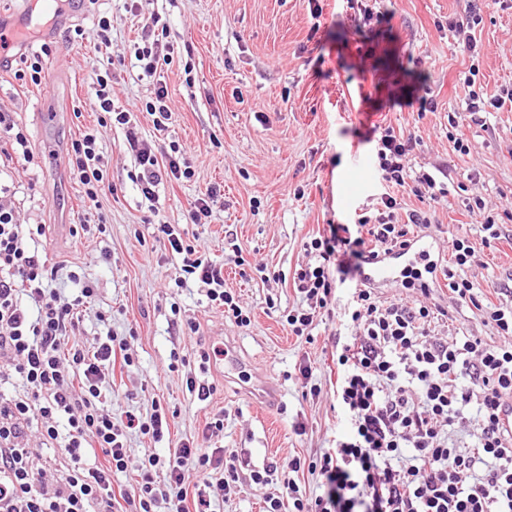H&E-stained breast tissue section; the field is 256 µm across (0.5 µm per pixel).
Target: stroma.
I'll list each match as a JSON object with an SVG mask.
<instances>
[{"instance_id": "obj_1", "label": "stroma", "mask_w": 512, "mask_h": 512, "mask_svg": "<svg viewBox=\"0 0 512 512\" xmlns=\"http://www.w3.org/2000/svg\"><path fill=\"white\" fill-rule=\"evenodd\" d=\"M44 0H0V12L33 13L27 36L40 48V32L51 28L53 53L40 85L22 83L15 72L22 51L0 55V113H10L28 138L31 160L0 162V185L9 187L23 224H41L40 239L49 263L65 262L55 282L69 297L78 293L67 277L77 272L95 290L82 312L76 340L90 347L112 334L128 342L130 366L107 373L103 392L112 415H150L160 402L170 415L169 432L156 441L129 432L136 454H166L181 440L238 454L240 481L228 498L212 497L214 512H261L265 495L282 492L280 480L257 487L252 471L307 456L332 446L348 432L335 409L332 357L338 313L351 302L353 288L336 290L333 319L317 322L312 342L288 334L282 317L299 297L292 284L306 260L304 242L319 225L353 222L355 212L375 206V171L362 174L350 208L336 199V180L369 158L381 129L414 132L423 145L412 157L414 171L449 173L450 193L424 233L433 237L440 258L448 242L469 235L482 265L464 269L479 284L512 274V239L481 243L479 214L470 198L482 196L512 212V106L490 115L487 126L464 128L468 154L448 140V115L460 111L469 89L464 75L478 65L484 96L512 84V8L500 0H480L476 59L451 54L457 39L451 20L464 16L470 0H374L372 18L347 8L344 0H97L85 17L58 26ZM155 12L167 27L158 45L170 55L154 77L141 76L135 51L144 46L146 17ZM112 19L109 46L77 37L99 16ZM112 72V102L134 112L144 140L158 136L145 104L156 82L168 90L171 119L165 142L189 146L191 180L165 182L145 199L135 181L137 165L127 150L123 128L101 130L102 162L113 188L97 205L82 204L84 190L66 165L73 140L97 126L93 108V61ZM431 97L436 111L420 112L415 98ZM57 113L52 123L41 112ZM218 195L212 214L190 223L189 202L210 190ZM104 219L106 230L93 238L74 236L81 222ZM184 225L210 261L223 265L224 285L240 295L252 316L238 327L208 305L195 284L177 287L176 264L152 234V223ZM108 262H101V253ZM245 266H237V258ZM266 265L265 273L255 264ZM199 323L197 333L180 323ZM234 345L243 368H254L279 391L264 406L243 387L237 372L210 364L202 381L213 386L207 400L186 387L188 363L201 349ZM186 358L169 370L171 353ZM315 362L317 397H303L297 379L302 359ZM223 415L224 429L204 437L207 423ZM306 432L296 435L294 423Z\"/></svg>"}]
</instances>
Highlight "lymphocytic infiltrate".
I'll return each instance as SVG.
<instances>
[{
    "instance_id": "obj_1",
    "label": "lymphocytic infiltrate",
    "mask_w": 512,
    "mask_h": 512,
    "mask_svg": "<svg viewBox=\"0 0 512 512\" xmlns=\"http://www.w3.org/2000/svg\"><path fill=\"white\" fill-rule=\"evenodd\" d=\"M508 102L512 85L490 98L470 91L463 110L448 116L454 150H469L461 125H486ZM93 106L101 114L97 127L74 140L67 155L87 200H96L104 180L99 130L108 125L126 127L145 198L164 181L191 179L187 147L139 139L129 113L114 109L111 71H96ZM422 144L419 136L385 127L375 145L378 205L353 223L326 225L303 244L308 260L293 274L301 304L285 316L289 335L310 337L317 317L330 313L338 286L355 288L347 313L352 332L334 343L336 404L349 433L309 462L295 457L278 469L293 512H512V436L499 426L501 407L512 398V283L486 292L464 277V269L482 263L465 235L451 239V262L442 270L448 304L434 301L435 280L414 268L406 272L412 293L385 300L361 281L369 258L411 246L415 228L428 225L429 211L448 196L432 174H413L410 157ZM405 193L428 208L403 222ZM43 234V225L19 224L14 208L0 202V383L16 378L25 386L22 394L0 395V512H116L120 498L126 512H210V491L230 493L239 479L234 460L189 440L163 456H133L128 432L161 438L167 416L156 402L149 418L129 411L113 420L102 399L103 371L114 367L127 342L110 335L90 353L70 343L79 308L95 292L86 285L74 300L61 296L53 286L56 268L35 245ZM153 235L177 265V286L199 284L212 307L250 326L249 311L224 287L223 267L188 244L180 225L156 224ZM452 309L471 311L495 330L498 343L436 334L434 323ZM458 429L475 438L469 452H458L450 439ZM53 448L66 457L62 468L47 460ZM93 448L103 462L90 459ZM131 468L140 471V482L116 497L113 474ZM303 469L319 476V494L301 493L294 475ZM278 470H255L251 479L262 487Z\"/></svg>"
}]
</instances>
